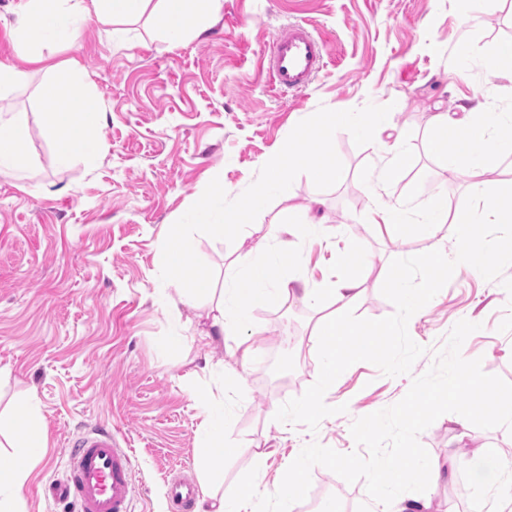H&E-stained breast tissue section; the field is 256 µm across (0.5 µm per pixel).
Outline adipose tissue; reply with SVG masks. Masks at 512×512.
Returning <instances> with one entry per match:
<instances>
[{
  "label": "adipose tissue",
  "mask_w": 512,
  "mask_h": 512,
  "mask_svg": "<svg viewBox=\"0 0 512 512\" xmlns=\"http://www.w3.org/2000/svg\"><path fill=\"white\" fill-rule=\"evenodd\" d=\"M223 6V0H20L16 10V24L13 33L28 53L30 61H41L42 55L28 35L27 25L42 20V41L60 44L72 41L77 34L79 19L95 14L113 24L123 25L134 16L150 12L160 22L166 40L171 44L182 43L192 35L205 32L211 16ZM73 77L51 81L44 90L48 103L47 119L44 125L46 135L57 146V158L66 164L80 159L86 166H95L98 153L91 145L84 128L99 117V105L91 94H83V121L71 119L72 102L69 89L75 88ZM457 115L437 111L431 117L434 135L432 149L444 155L449 172L458 169L477 173L487 163V155L476 152L475 141L483 140L490 151L497 154H512V139L497 137L501 128L512 127V109H491L482 99L481 92H474L467 104L457 107ZM27 128L23 121H0V176L11 175L24 164L19 147L25 141ZM372 221L388 227L412 225L415 232L423 237L436 235L440 229H447L457 244L463 245V260L472 263L474 257L473 220L470 207L463 206L449 210L446 196L438 194L426 199L415 221H408L401 207L378 209L372 214ZM325 227L313 215L311 208H301L288 215V221L276 225L273 234L263 236L257 257L249 262L234 261L224 268V277L219 294L210 309V323L201 337L211 343L225 342L232 350L238 351L242 359H250L253 347L242 336L244 328L251 322L250 308L259 298L266 297L285 302L295 296L293 270L296 263L294 252L287 249L285 237L310 238L320 235ZM340 311L332 313L319 323L315 341L319 347L317 375L320 390H327L336 377L344 357L353 346L371 347L370 333H361L358 339H351L344 312L350 309L357 298V284L347 280L331 290ZM227 414L223 403H216L205 412L196 432L195 442L200 451L199 486L206 512H251L252 499L261 492V479H253L249 491L228 494L224 491V460L234 456V446L225 444L224 430ZM34 448H23L12 454H0V512H18L16 503L31 473L30 459ZM408 467L392 466L385 480L378 484L376 495L381 499L398 498L403 489L406 473H413L429 479L441 477L438 463L425 459L415 451H408Z\"/></svg>",
  "instance_id": "1"
}]
</instances>
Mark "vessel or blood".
<instances>
[{"mask_svg": "<svg viewBox=\"0 0 512 512\" xmlns=\"http://www.w3.org/2000/svg\"><path fill=\"white\" fill-rule=\"evenodd\" d=\"M324 44L301 24H292L275 38L269 53V78L279 88H306L322 67ZM133 462L111 430L95 428L73 443L68 469L52 480L45 493L77 503L79 512H131ZM198 494L188 479L174 478L167 495L178 512H192Z\"/></svg>", "mask_w": 512, "mask_h": 512, "instance_id": "vessel-or-blood-1", "label": "vessel or blood"}]
</instances>
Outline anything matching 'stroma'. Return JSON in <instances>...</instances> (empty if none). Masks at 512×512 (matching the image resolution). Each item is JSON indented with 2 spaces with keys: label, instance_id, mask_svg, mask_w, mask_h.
I'll list each match as a JSON object with an SVG mask.
<instances>
[{
  "label": "stroma",
  "instance_id": "35a3bbf8",
  "mask_svg": "<svg viewBox=\"0 0 512 512\" xmlns=\"http://www.w3.org/2000/svg\"><path fill=\"white\" fill-rule=\"evenodd\" d=\"M17 0H0V64H24L11 36ZM291 23L307 26L325 46L324 66L302 90L272 88L264 55ZM468 42L466 76L455 50ZM512 44V0H493L475 18L458 0H224L203 35L170 45L152 16L128 22L87 19L78 39L45 49L24 64L25 86L0 91V118L23 117L29 164L0 176V445L43 444L25 484L22 512H78L75 502L43 494L63 476L79 435L112 430L134 456L132 512H173L170 479L198 477L195 434L204 408L223 400L226 440L240 452L224 461V489H246L254 473L268 488L280 484L286 460L317 442L355 451L354 420L389 407L431 366L434 352L460 320L477 323L461 347L486 373L512 382V265L465 266L447 231L422 238L370 223L378 206L404 205L416 214L435 193L449 209L470 206L483 252L505 240L483 204L470 196L473 179L512 183V156L491 155L479 176L449 173L429 147L435 106L454 109L480 88L494 109L512 108V72L493 71L486 58ZM78 70V86L98 99L102 118L90 132L99 160L86 167L56 161L43 129L42 85ZM393 105L394 134L414 152L392 184L372 145L356 146L337 131L344 166L333 187L317 189L299 174L290 198L274 199L234 242L195 235L196 254L216 276L253 249L259 235L288 209L312 207L332 227L324 239L291 240L299 278L323 288L318 302L295 295L288 304L258 300L252 311L250 362L223 344L203 345L210 298L184 303L185 291L159 278L162 245L180 213L203 194L214 169L224 171L228 198L241 195L300 121L319 107ZM445 268L431 278L428 262ZM406 268L425 302L413 316L401 310L389 272ZM352 280L358 298L348 312L353 329H374L376 344L345 359L328 396H320L316 324L335 309L330 285ZM291 408L287 430L273 406ZM430 458L454 460L452 479H415L407 496L429 512H512V432L505 427L462 430L440 416L419 436ZM265 459H257V451ZM502 466L481 493L470 485L477 456ZM305 500L291 512L325 501L338 512H387L369 499L363 481L347 483L313 467Z\"/></svg>",
  "mask_w": 512,
  "mask_h": 512
}]
</instances>
